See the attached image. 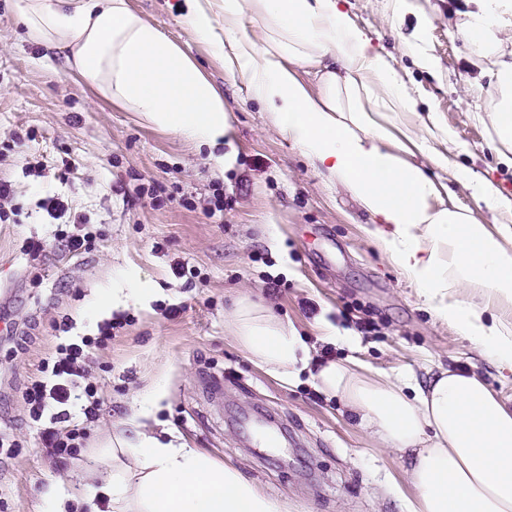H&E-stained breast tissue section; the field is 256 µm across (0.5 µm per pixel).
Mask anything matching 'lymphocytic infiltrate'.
I'll return each mask as SVG.
<instances>
[{"label":"lymphocytic infiltrate","mask_w":512,"mask_h":512,"mask_svg":"<svg viewBox=\"0 0 512 512\" xmlns=\"http://www.w3.org/2000/svg\"><path fill=\"white\" fill-rule=\"evenodd\" d=\"M41 206L51 218H68L69 229L57 231L56 238L70 253L94 250L99 232L87 216L55 197L43 199ZM120 327V322L108 320L99 324L97 335L57 344L42 361L43 377L32 380L24 391L29 419L39 424L45 447L60 462L75 456L84 445L88 424L100 417L102 397L91 361L95 351L108 347Z\"/></svg>","instance_id":"obj_1"}]
</instances>
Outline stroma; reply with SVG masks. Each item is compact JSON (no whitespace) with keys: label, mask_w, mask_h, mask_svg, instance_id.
I'll list each match as a JSON object with an SVG mask.
<instances>
[{"label":"stroma","mask_w":512,"mask_h":512,"mask_svg":"<svg viewBox=\"0 0 512 512\" xmlns=\"http://www.w3.org/2000/svg\"><path fill=\"white\" fill-rule=\"evenodd\" d=\"M180 0H129L131 7L181 44L224 93L235 130V163L216 172L208 149H196L103 98L71 73L63 56L31 43L0 0V142L21 135L0 162L21 209L18 223H0V432L17 446L0 459V512H45L41 493L57 484L68 512H90L96 484L109 475L97 449L133 436L137 423L164 441L210 454L294 512H403L416 489L406 457L359 423L340 397L322 392L320 360L354 362L366 375L409 372L426 381L438 368L481 375L512 404V367L441 322L415 285L366 229L374 219L343 187L331 184L282 137L267 110L225 74L205 44L176 19ZM347 0L372 47L387 54L420 116L435 114L457 144L450 162L512 193V169L500 164L491 128L480 115L490 103V78L452 34L466 0ZM425 23L424 48L433 70L417 67L403 38ZM80 162L78 177H60L62 160ZM44 163L41 176L27 166ZM179 183L192 207L151 208L137 190ZM231 207L207 216L214 185ZM71 199L103 238L75 255L55 244L56 224L38 202ZM50 241L32 256L29 239ZM151 298H127L129 282ZM248 297L292 326L309 347L308 367L290 384L267 374L235 342L227 316ZM130 315L92 370L103 393L99 420L67 466L44 448L27 416L23 392L46 352L65 335L94 336L102 321ZM378 331L364 335L359 320ZM349 331L353 343L327 342L324 325ZM165 397L139 418V400L155 385Z\"/></svg>","instance_id":"1"}]
</instances>
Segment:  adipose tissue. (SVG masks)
I'll return each mask as SVG.
<instances>
[{
  "mask_svg": "<svg viewBox=\"0 0 512 512\" xmlns=\"http://www.w3.org/2000/svg\"><path fill=\"white\" fill-rule=\"evenodd\" d=\"M456 26L470 57L491 66L492 140L512 154V0H468ZM31 41L62 52L67 67L107 100L161 130L211 150L216 168L233 155L218 148L233 128L223 93L175 41L129 0H15ZM261 34L233 36L244 15ZM180 23L215 50L224 70L262 104L279 132L332 184L344 187L380 227L389 260L416 285L434 314L512 366V325L453 297L482 290L512 302V193L450 165L453 137L438 120L405 122L414 101L396 69L372 49L342 0H182ZM316 69L317 88L299 76ZM432 167L473 190L495 216L478 223L449 200ZM229 326L238 345L289 383L309 361L294 330L238 301ZM320 389L340 396L362 424L407 455L417 489L405 512H512V407L477 374L443 370L426 384L398 374L370 378L355 364L330 362ZM112 451L134 458L135 472L113 469L102 487L112 512H291L275 498L197 448L146 433L119 437Z\"/></svg>",
  "mask_w": 512,
  "mask_h": 512,
  "instance_id": "adipose-tissue-1",
  "label": "adipose tissue"
}]
</instances>
